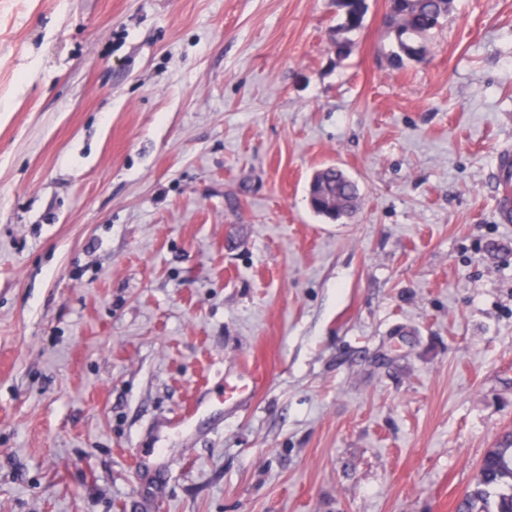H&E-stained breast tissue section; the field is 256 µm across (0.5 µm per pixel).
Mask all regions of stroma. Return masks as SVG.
<instances>
[{
	"label": "stroma",
	"mask_w": 512,
	"mask_h": 512,
	"mask_svg": "<svg viewBox=\"0 0 512 512\" xmlns=\"http://www.w3.org/2000/svg\"><path fill=\"white\" fill-rule=\"evenodd\" d=\"M366 3L339 57L336 0H0V512L474 488L512 431V0H453L400 68ZM348 177V176H347ZM319 191L322 195L336 201V217L334 221L349 218L355 212L359 199V188L350 177L332 171L327 173L320 182Z\"/></svg>",
	"instance_id": "1"
}]
</instances>
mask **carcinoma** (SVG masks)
Listing matches in <instances>:
<instances>
[{
	"label": "carcinoma",
	"instance_id": "1",
	"mask_svg": "<svg viewBox=\"0 0 512 512\" xmlns=\"http://www.w3.org/2000/svg\"><path fill=\"white\" fill-rule=\"evenodd\" d=\"M342 22L336 26L333 46L338 56L349 54L352 35L364 23L365 0H338ZM451 0H397L396 13L390 29L395 34L399 52L392 63L401 64L402 57L422 59L427 52L421 39L439 28L448 16ZM320 193L336 201L339 221L355 212L359 188L355 181L341 172H331L320 182ZM457 512H512V432L483 455L475 490L467 493L457 505Z\"/></svg>",
	"mask_w": 512,
	"mask_h": 512
}]
</instances>
